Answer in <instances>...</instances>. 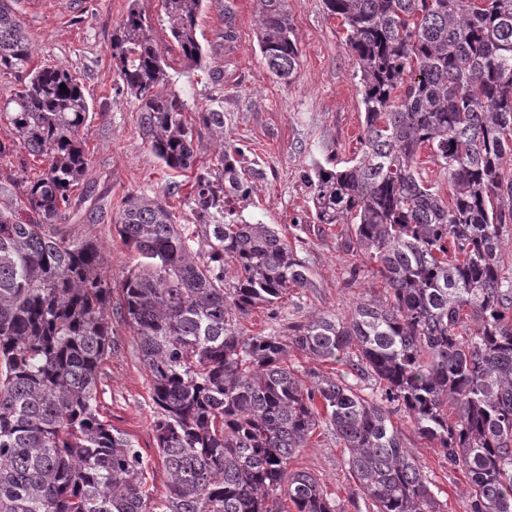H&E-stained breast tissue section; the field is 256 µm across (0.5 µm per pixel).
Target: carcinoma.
I'll return each instance as SVG.
<instances>
[{"instance_id": "cac0c4a2", "label": "carcinoma", "mask_w": 512, "mask_h": 512, "mask_svg": "<svg viewBox=\"0 0 512 512\" xmlns=\"http://www.w3.org/2000/svg\"><path fill=\"white\" fill-rule=\"evenodd\" d=\"M14 2L0 0V74H28L0 120L45 168L0 184V512H286L285 499L295 512H337L314 476L288 470L323 426L347 449L367 512H440L394 408L469 475L465 512H512V278L499 256L512 224V0H325L360 73L363 136L346 166L315 160L302 177L317 223L349 225L345 245L374 263L387 293L278 336L236 326L311 285L276 225L233 205L263 171L244 168L229 142L218 169L198 164L195 134L224 137V102L193 109L158 91L170 65L150 24L132 8L116 26L118 87L144 139L166 168L192 172V224L177 223L164 196L130 194L113 218L136 258L117 314L139 342L170 478L154 501L142 454L98 413L112 349L103 255L58 228L88 171L79 130L90 106L69 70H27ZM161 2L185 69L205 65L204 0ZM258 22L269 72L294 80L288 0H259ZM424 148L450 203L418 166ZM294 350L346 359L354 382L307 386L288 364Z\"/></svg>"}]
</instances>
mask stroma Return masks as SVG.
I'll return each mask as SVG.
<instances>
[{
	"label": "stroma",
	"mask_w": 512,
	"mask_h": 512,
	"mask_svg": "<svg viewBox=\"0 0 512 512\" xmlns=\"http://www.w3.org/2000/svg\"><path fill=\"white\" fill-rule=\"evenodd\" d=\"M137 9L150 22L159 48L167 52L173 86L188 104L224 98V136L244 152V167L262 169L250 184L245 216L279 231L309 269L311 287L289 292L284 307L252 308L239 320L250 334H276L289 323L313 316L343 318L354 303L383 296L386 287L371 263L348 252L342 224L317 223L302 172L312 160L344 164L354 157L363 132L364 108L355 58L345 45L339 18L323 0H288L299 47L292 83L275 79L257 44V0H207L198 39L209 54L204 70L184 73L173 51L161 0H19L17 9L32 42L31 67L55 65L79 79L93 117L80 136L90 166L84 180L93 199L83 204L66 231L97 244L105 275L119 283L134 265L112 218L128 194H170L179 215H189L191 183L165 168L142 137L136 106L119 93L112 61V31ZM233 42H224L225 27ZM101 419L123 432L140 450L153 496L167 490L169 475L158 457L154 404L138 340L121 319L112 321V351L100 374ZM392 421L413 448L433 484L441 512H465L469 478L449 466L441 448L422 438L402 412ZM347 451L335 435L318 429L289 467L314 475L339 512H365L364 494L350 475Z\"/></svg>",
	"instance_id": "35a3bbf8"
}]
</instances>
